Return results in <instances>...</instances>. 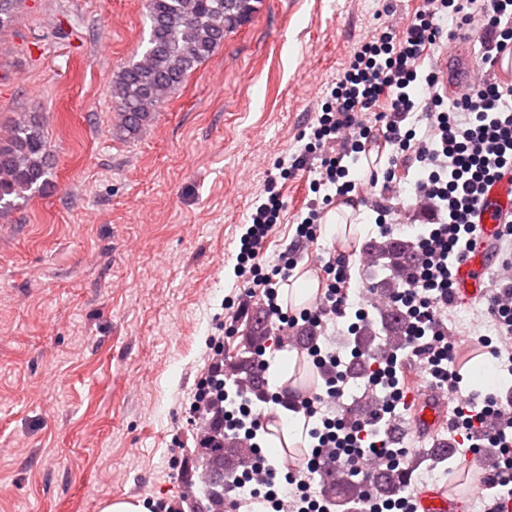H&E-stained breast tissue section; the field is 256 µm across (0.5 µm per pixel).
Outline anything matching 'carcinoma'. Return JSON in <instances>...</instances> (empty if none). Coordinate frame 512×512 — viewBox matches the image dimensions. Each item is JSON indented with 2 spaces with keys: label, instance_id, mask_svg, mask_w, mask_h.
I'll return each instance as SVG.
<instances>
[{
  "label": "carcinoma",
  "instance_id": "1",
  "mask_svg": "<svg viewBox=\"0 0 512 512\" xmlns=\"http://www.w3.org/2000/svg\"><path fill=\"white\" fill-rule=\"evenodd\" d=\"M22 0H0V34L15 22ZM261 0H147L146 17L149 38L141 57L120 67L112 76L111 96L118 119V130L128 138L136 137L197 67L207 60L224 41V36L249 22L258 11ZM50 144L44 125L36 113H27L5 131H0V213L15 206V199L29 198L52 180ZM417 245L408 239L369 241L363 246L362 262L369 269H388L391 274L374 284L373 289L385 295L400 287V273L412 263ZM379 320L366 319L347 338L350 347V374L361 380L369 375L368 366L381 356L394 355L408 345L405 336L407 316L395 306L378 309ZM269 335L264 309L256 307L247 325L238 354L226 363L224 380L218 383L220 398L205 404L201 435L210 447L201 450L202 462L210 470L213 483L195 496L188 490L192 507L205 501L206 512H224V500L236 489L235 474L247 468L255 448L245 447L249 438L227 429L224 407L220 399L238 395L265 397V385L254 366L255 357ZM319 331L307 326L295 336L302 347L318 344ZM380 399L370 393L354 400L346 409L347 416L358 418L378 409ZM405 469L355 475L347 468L328 467L321 475V495L340 505L359 502L367 483L376 494L391 499L400 494L405 484Z\"/></svg>",
  "mask_w": 512,
  "mask_h": 512
}]
</instances>
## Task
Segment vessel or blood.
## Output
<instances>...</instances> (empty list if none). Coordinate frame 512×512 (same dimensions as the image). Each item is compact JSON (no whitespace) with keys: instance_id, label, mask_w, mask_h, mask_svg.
Here are the masks:
<instances>
[{"instance_id":"1","label":"vessel or blood","mask_w":512,"mask_h":512,"mask_svg":"<svg viewBox=\"0 0 512 512\" xmlns=\"http://www.w3.org/2000/svg\"><path fill=\"white\" fill-rule=\"evenodd\" d=\"M448 75V92L458 95L466 91L477 62L466 46L458 48L441 60ZM512 221V177L494 181L476 206L478 246L468 254L457 272L455 297L469 302L483 299L486 293L485 276L491 267L492 252L503 224ZM449 399L447 394L432 390L408 400L410 423L417 431L429 433L446 423ZM421 512H452L454 502L445 490L426 491L418 501Z\"/></svg>"}]
</instances>
